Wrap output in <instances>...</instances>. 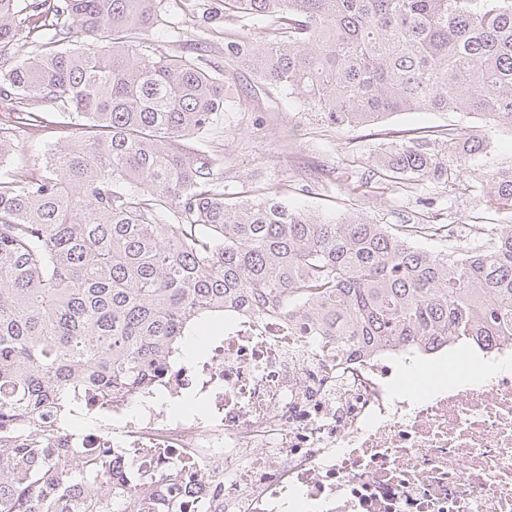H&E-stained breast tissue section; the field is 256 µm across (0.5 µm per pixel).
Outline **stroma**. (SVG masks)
Here are the masks:
<instances>
[{
  "label": "stroma",
  "mask_w": 512,
  "mask_h": 512,
  "mask_svg": "<svg viewBox=\"0 0 512 512\" xmlns=\"http://www.w3.org/2000/svg\"><path fill=\"white\" fill-rule=\"evenodd\" d=\"M187 26L204 42L208 65L229 87L212 128L186 143L213 157L225 198L235 199L245 190L275 193L312 214L360 213L395 232L408 221L424 224L428 230L417 234L416 243L446 252L478 246L473 225L492 229L512 224V204L491 201L480 181L482 174L512 167V128L491 129L459 112H400L371 126L340 128L282 94L251 91L254 77L225 57L224 35L251 37L260 32V24L192 18L169 0L165 25L147 39L161 52L177 54L182 44L176 31ZM39 109L45 122L19 141L10 167L35 168L50 145L73 136L74 127L54 105L43 101ZM453 125L476 128L487 139L485 152L474 162L476 175L468 182L424 180L405 187L373 177V158L381 145L426 130L438 135Z\"/></svg>",
  "instance_id": "35a3bbf8"
}]
</instances>
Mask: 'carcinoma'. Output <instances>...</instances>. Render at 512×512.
Returning a JSON list of instances; mask_svg holds the SVG:
<instances>
[{
    "label": "carcinoma",
    "mask_w": 512,
    "mask_h": 512,
    "mask_svg": "<svg viewBox=\"0 0 512 512\" xmlns=\"http://www.w3.org/2000/svg\"><path fill=\"white\" fill-rule=\"evenodd\" d=\"M268 21L224 55L338 126L462 112L512 128V0H181ZM167 0H0V164L53 102L80 132L36 170L0 167V512H194L195 470L143 474L56 439L75 391L133 402L224 310L278 309L346 348L512 342V228L434 252L359 215L224 197L181 141L224 111L199 57L150 50ZM78 46H71L72 38ZM31 45L21 55L17 46ZM485 138L450 128L385 148L390 182L466 180ZM512 202V169L487 177Z\"/></svg>",
    "instance_id": "obj_1"
}]
</instances>
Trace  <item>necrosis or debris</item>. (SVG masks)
<instances>
[{
	"mask_svg": "<svg viewBox=\"0 0 512 512\" xmlns=\"http://www.w3.org/2000/svg\"><path fill=\"white\" fill-rule=\"evenodd\" d=\"M380 353L238 312L209 356L98 434L202 476L198 512H512V345Z\"/></svg>",
	"mask_w": 512,
	"mask_h": 512,
	"instance_id": "4bbe7bcc",
	"label": "necrosis or debris"
}]
</instances>
